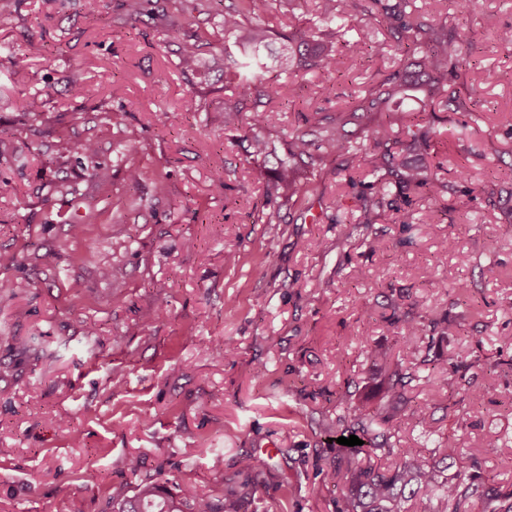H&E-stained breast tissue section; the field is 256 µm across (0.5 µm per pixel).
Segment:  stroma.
I'll return each instance as SVG.
<instances>
[{
    "mask_svg": "<svg viewBox=\"0 0 512 512\" xmlns=\"http://www.w3.org/2000/svg\"><path fill=\"white\" fill-rule=\"evenodd\" d=\"M414 2L470 46L468 66L450 78L465 110L437 105L429 150L405 154L447 192L395 196L366 230L363 201L381 195L368 165L328 155L316 173L298 169L306 193L272 233L254 218L289 132L312 109L334 114L376 87L393 55L367 50L353 71L309 74L276 104L270 155L251 157L224 127L237 93L223 73L203 64L181 74L175 45L160 43L148 19L113 26L121 0H22L0 46L33 40L43 54L17 76L0 64V180L12 185L0 191V251L20 258L0 282L37 286L0 291V362L10 367L0 376V512H110L113 486L145 480L233 494L241 512H345L327 431L336 397L384 418L379 386L395 370L410 377L403 406L416 418L395 446L437 463L455 437L457 465L512 491V44L497 34L512 27V0ZM488 15L496 27L483 24ZM328 79L330 99L317 91ZM82 82L118 95L73 96ZM124 104L148 176L132 189L113 169L96 223L81 224L77 198L52 188L82 185L81 168L40 149L38 134H15L17 116L40 112L46 126L96 142L108 162L123 126L104 115ZM157 174L166 194L154 191ZM366 234L383 249L367 250ZM48 250L49 265L39 259ZM112 266L117 279L102 278ZM435 276L446 288L431 286ZM151 305L164 315L141 325ZM408 316L422 334L412 351L401 335ZM450 356L459 371L438 372ZM59 418L78 439L55 428ZM492 432L500 442L484 446ZM266 446L269 467L247 468ZM131 456L138 472L126 467Z\"/></svg>",
    "mask_w": 512,
    "mask_h": 512,
    "instance_id": "obj_1",
    "label": "stroma"
}]
</instances>
